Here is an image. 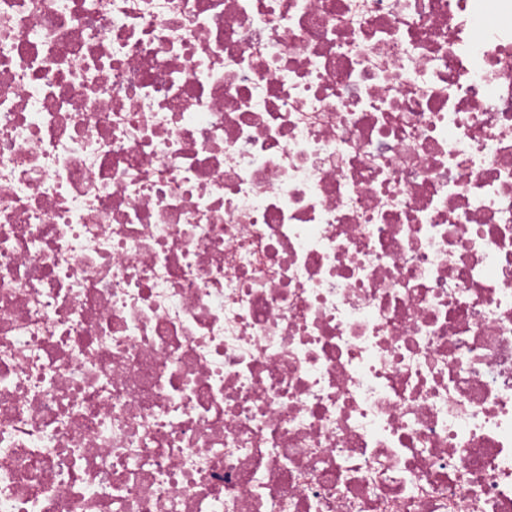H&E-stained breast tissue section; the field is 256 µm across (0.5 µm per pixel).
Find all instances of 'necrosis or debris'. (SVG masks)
I'll use <instances>...</instances> for the list:
<instances>
[{"instance_id":"necrosis-or-debris-1","label":"necrosis or debris","mask_w":512,"mask_h":512,"mask_svg":"<svg viewBox=\"0 0 512 512\" xmlns=\"http://www.w3.org/2000/svg\"><path fill=\"white\" fill-rule=\"evenodd\" d=\"M0 512H512V0H0Z\"/></svg>"}]
</instances>
